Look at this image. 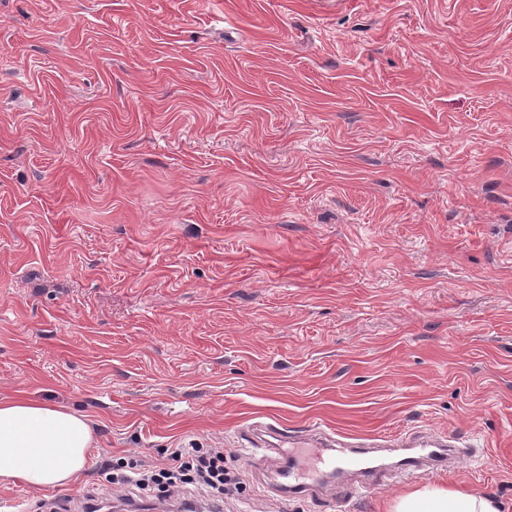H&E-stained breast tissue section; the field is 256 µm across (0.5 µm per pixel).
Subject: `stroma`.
<instances>
[{
	"label": "stroma",
	"mask_w": 512,
	"mask_h": 512,
	"mask_svg": "<svg viewBox=\"0 0 512 512\" xmlns=\"http://www.w3.org/2000/svg\"><path fill=\"white\" fill-rule=\"evenodd\" d=\"M86 415L97 461L220 448L223 512H512V0H0V396ZM460 433L361 496L279 492L237 431ZM392 512H499L494 500L449 487L425 485L400 495Z\"/></svg>",
	"instance_id": "obj_1"
}]
</instances>
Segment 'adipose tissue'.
Segmentation results:
<instances>
[{"label": "adipose tissue", "mask_w": 512, "mask_h": 512, "mask_svg": "<svg viewBox=\"0 0 512 512\" xmlns=\"http://www.w3.org/2000/svg\"><path fill=\"white\" fill-rule=\"evenodd\" d=\"M95 445L85 415L24 393L0 397V485L62 489L88 466ZM392 512H499L494 500L427 485L400 495Z\"/></svg>", "instance_id": "ef3b65f1"}]
</instances>
